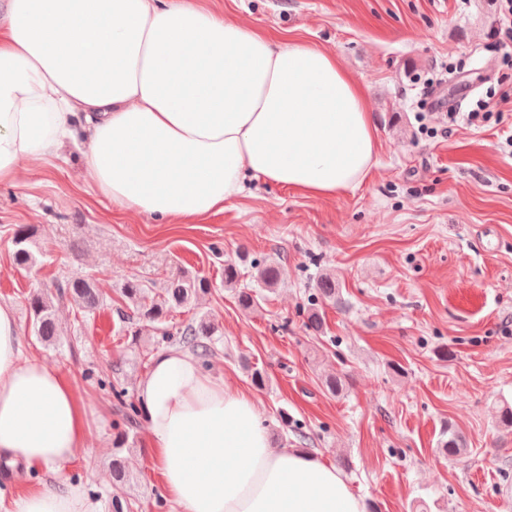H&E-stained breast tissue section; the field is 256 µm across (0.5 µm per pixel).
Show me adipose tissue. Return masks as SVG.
<instances>
[{"label":"adipose tissue","mask_w":512,"mask_h":512,"mask_svg":"<svg viewBox=\"0 0 512 512\" xmlns=\"http://www.w3.org/2000/svg\"><path fill=\"white\" fill-rule=\"evenodd\" d=\"M70 143L113 206L174 222L222 211L252 177L334 197L377 154L360 84L313 44L274 40L204 0H6L0 183ZM136 394L179 512H366L334 467L272 445L253 398L188 350L156 354ZM88 436L74 385L24 355L0 303V461L47 477L0 496V512H105L65 472Z\"/></svg>","instance_id":"adipose-tissue-1"}]
</instances>
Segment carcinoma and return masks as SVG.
Masks as SVG:
<instances>
[{
    "label": "carcinoma",
    "mask_w": 512,
    "mask_h": 512,
    "mask_svg": "<svg viewBox=\"0 0 512 512\" xmlns=\"http://www.w3.org/2000/svg\"><path fill=\"white\" fill-rule=\"evenodd\" d=\"M31 232L26 227L17 229L13 235L14 245L13 261L16 266L26 268L34 263L33 254L29 248ZM257 279L266 288H273L279 281V267L268 264L257 267ZM209 282L198 275L182 272L172 278L160 300L150 304L146 303L144 288L137 281H126L119 288L120 295L127 301V306L139 316L150 321L161 322L174 308L183 307L196 302L203 294L208 293ZM338 288L336 280L330 275H324L317 279L315 284V297L319 301L336 298ZM71 295L78 298L81 303V311L89 313L103 305V296L94 285L84 278H74L57 287V297L62 298ZM30 318L35 336L44 344H51L59 335L54 297L41 291L31 294L28 299ZM214 335V327L210 321L201 317L176 331V335H166L168 342L176 341L188 348L202 359L208 362L213 355L210 336ZM122 416L124 429L118 431L112 440V459L110 469L112 482L115 484H130L134 476L130 472L126 456L123 455L124 447L128 442L130 431L138 427L140 410L134 403L122 404ZM438 450L450 458H456L467 452V446L460 435L446 428L441 434Z\"/></svg>",
    "instance_id": "1"
}]
</instances>
